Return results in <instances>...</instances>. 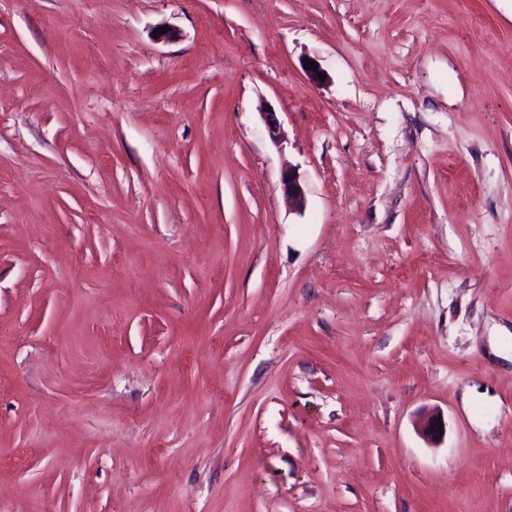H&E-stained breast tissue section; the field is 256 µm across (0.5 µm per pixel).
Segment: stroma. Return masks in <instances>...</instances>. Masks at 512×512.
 Returning a JSON list of instances; mask_svg holds the SVG:
<instances>
[{
  "instance_id": "obj_1",
  "label": "stroma",
  "mask_w": 512,
  "mask_h": 512,
  "mask_svg": "<svg viewBox=\"0 0 512 512\" xmlns=\"http://www.w3.org/2000/svg\"><path fill=\"white\" fill-rule=\"evenodd\" d=\"M500 334L512 0H0V512H512ZM281 184L288 203L297 208L303 207L305 190L299 173L294 169L284 171L281 176Z\"/></svg>"
}]
</instances>
